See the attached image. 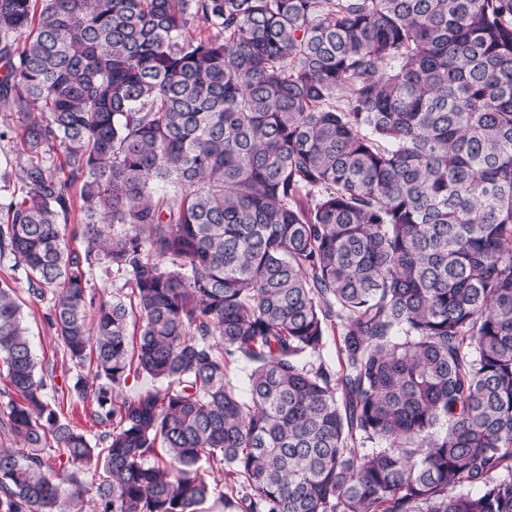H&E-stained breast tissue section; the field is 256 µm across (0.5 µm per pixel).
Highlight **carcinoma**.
I'll return each instance as SVG.
<instances>
[{"label": "carcinoma", "mask_w": 512, "mask_h": 512, "mask_svg": "<svg viewBox=\"0 0 512 512\" xmlns=\"http://www.w3.org/2000/svg\"><path fill=\"white\" fill-rule=\"evenodd\" d=\"M0 99V251L103 428L1 280L0 512H202L212 459L234 512H512V0H0ZM21 152L20 138L16 132L11 133L8 137L0 139V173L4 169L13 172L9 187H4V183L0 181V224L5 220V205L9 202L12 195L19 196L21 182L18 179V159ZM15 260L8 252L0 255V280H7L16 289L21 305V313L25 326L28 328L32 346L38 362V371L42 368L45 373L47 366L54 364L52 385L56 388H66L77 374L88 375L91 383V369L89 361L84 367H75L69 360L62 341L57 337L54 329L46 322L45 314L48 312L49 298L40 299L28 293V285L24 272L14 267ZM124 283V279L121 277H114V274L107 275L102 269L97 268L94 270L93 275L90 277L88 292L94 296L95 305L89 308L88 322L91 324L94 321L97 306L100 300H110L112 295L121 294V292H127L126 289L121 287ZM3 375L1 376V366H0V448H17V444L13 436L8 432L5 427L8 405L12 399H18L16 395L11 394L8 391L9 386L4 378V370H2ZM59 400L61 406V413L63 414L64 417H66V420L71 424L77 426L79 429L86 432L89 438H91L93 442H95L102 428L93 423L90 417L91 407L93 404L92 399L90 398L85 401V412L82 409V403L78 405H73L72 403L69 402V400L66 399V397L64 398V402H61L60 394Z\"/></svg>", "instance_id": "carcinoma-1"}]
</instances>
